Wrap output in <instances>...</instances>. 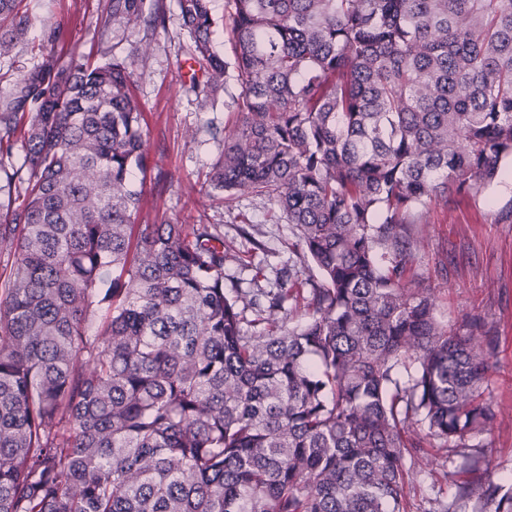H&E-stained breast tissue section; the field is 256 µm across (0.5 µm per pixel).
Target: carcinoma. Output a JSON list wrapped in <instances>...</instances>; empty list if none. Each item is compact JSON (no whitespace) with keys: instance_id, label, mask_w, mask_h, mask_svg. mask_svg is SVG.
Wrapping results in <instances>:
<instances>
[{"instance_id":"1","label":"carcinoma","mask_w":512,"mask_h":512,"mask_svg":"<svg viewBox=\"0 0 512 512\" xmlns=\"http://www.w3.org/2000/svg\"><path fill=\"white\" fill-rule=\"evenodd\" d=\"M24 2L0 0L1 57ZM210 3L176 0L196 99L240 88L208 194L266 201L319 277L263 304L226 288L218 225L134 223L136 174L174 179L131 91L150 44L49 51L0 99L27 169L0 215V512H407V458L489 431L492 326L449 329L409 274L415 225L512 164V0H225L229 57ZM112 18L154 31L163 3ZM482 496L512 512V486Z\"/></svg>"}]
</instances>
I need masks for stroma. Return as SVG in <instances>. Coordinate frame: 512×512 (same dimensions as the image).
<instances>
[{
  "mask_svg": "<svg viewBox=\"0 0 512 512\" xmlns=\"http://www.w3.org/2000/svg\"><path fill=\"white\" fill-rule=\"evenodd\" d=\"M165 23L154 32L140 24L112 20V0H29L33 23L25 44L0 57V96L8 95L17 72L42 63L55 52L61 63L125 57L137 43L150 40L151 52L132 67L134 94L147 114V145L152 157L174 180L156 197L152 179L141 184L145 200L140 224L153 222L157 211L182 223L220 225L228 257L224 280L250 288L252 265L264 266L261 286L270 290L287 275H315L303 267L291 248L293 229L266 218L267 206L243 197L232 207L205 193L210 165L219 151L212 138L229 117L228 95L217 94L203 106L190 92L189 65L182 48L188 33L175 0H164ZM57 42H49L50 30ZM422 246L413 267V287L440 296L437 314L451 328L469 316L492 323L495 351L484 398L494 418L488 433L471 439L466 448L426 447L410 474L409 512H434L437 504H456L457 512H479L487 483L512 485V184L500 181L486 194L449 200L420 225ZM469 487L468 501L457 502L459 487Z\"/></svg>",
  "mask_w": 512,
  "mask_h": 512,
  "instance_id": "obj_1",
  "label": "stroma"
}]
</instances>
